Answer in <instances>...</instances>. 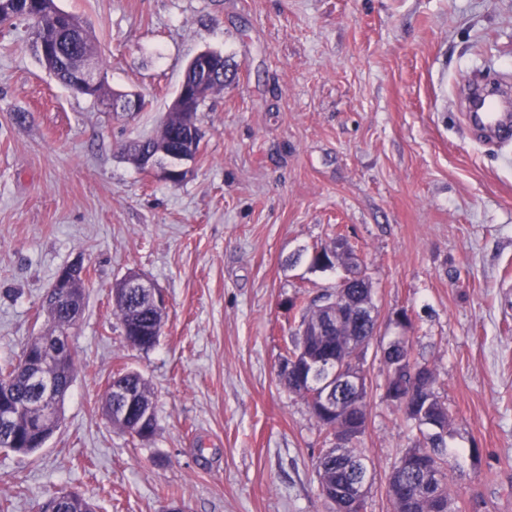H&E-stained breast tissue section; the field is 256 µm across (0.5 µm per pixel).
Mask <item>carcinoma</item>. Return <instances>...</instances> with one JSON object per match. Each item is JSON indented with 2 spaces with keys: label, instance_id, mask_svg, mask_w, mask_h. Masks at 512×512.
Wrapping results in <instances>:
<instances>
[{
  "label": "carcinoma",
  "instance_id": "cac0c4a2",
  "mask_svg": "<svg viewBox=\"0 0 512 512\" xmlns=\"http://www.w3.org/2000/svg\"><path fill=\"white\" fill-rule=\"evenodd\" d=\"M7 20L26 22L34 36L38 59L49 74L69 89L77 85V60L91 55L94 40L76 15L60 8L56 0H0V24ZM222 88L224 80L208 79L200 101L190 108H172L157 136L129 141L121 146V153L131 161L149 151L157 154L161 163L169 160L182 146L180 134L196 128L201 105ZM73 287L77 292L74 307L48 300L46 311L52 321L51 331L27 344L17 362L0 369V374L7 373L10 380L9 393L0 394V412L16 414L9 424L0 422V450L30 455L42 448L58 428L56 408L50 424H38L42 408L33 377L42 370L41 362L45 360L43 343L55 335L69 336V329L80 316L84 304L82 278H76ZM120 293L112 310L122 329L134 337L129 346L143 351L152 349L161 335L163 314L136 288H122ZM373 295L372 282L362 281L356 288H335L317 295L302 308L301 324L309 326L310 335L295 334L289 352L298 357V364L306 367L309 376L301 380L293 375L283 381L307 404H312L321 385L336 372V362L346 354L350 343L365 346L373 338L374 325L363 323L354 315L359 304L373 302ZM394 345V354L383 360L384 398L396 403L404 419L416 428L417 435L402 451L387 478L392 512H456L457 492L449 481L454 431L448 407L439 393L437 373L427 363L412 357L407 343L396 340ZM76 372L77 361L70 351L54 379L65 388L73 382ZM112 381L144 404L154 406L152 392L140 373L118 372ZM333 394L342 410L332 414L316 412L314 416L326 432L333 431L341 439L351 432L358 417L365 415L367 393L358 394L344 386L335 388ZM359 444L358 439L339 446L333 444L317 458L320 492L333 504L334 512H357L355 486L369 471ZM43 512L94 509L81 495L62 492L49 498Z\"/></svg>",
  "mask_w": 512,
  "mask_h": 512
}]
</instances>
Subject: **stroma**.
I'll use <instances>...</instances> for the list:
<instances>
[{
    "mask_svg": "<svg viewBox=\"0 0 512 512\" xmlns=\"http://www.w3.org/2000/svg\"><path fill=\"white\" fill-rule=\"evenodd\" d=\"M58 4L86 24L112 90L147 106L122 115L74 95L25 23L0 27V365L48 329L60 271L87 269L61 425L31 456L0 450V504L39 512L75 491L96 512H330L325 432L280 363L300 322L289 301L343 274L313 265L341 233L379 311L363 512H391L387 477L414 435L384 398L379 348L402 333L452 414L462 512H512V148L461 120L468 81L512 72V0ZM205 50L236 75L198 112L199 155L175 186L120 146L158 130ZM132 270L167 300L147 351L112 314ZM122 370L154 392L151 440L102 411Z\"/></svg>",
    "mask_w": 512,
    "mask_h": 512,
    "instance_id": "stroma-1",
    "label": "stroma"
}]
</instances>
